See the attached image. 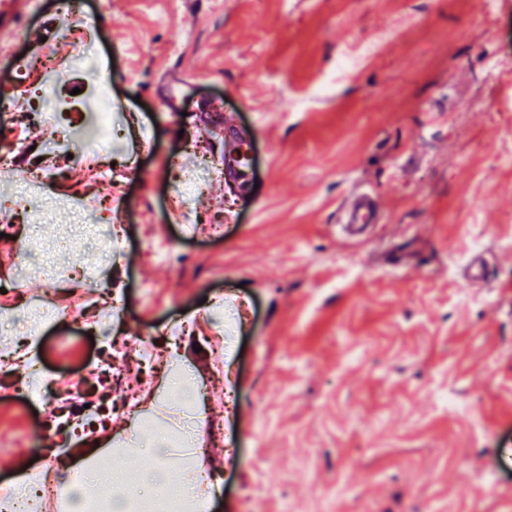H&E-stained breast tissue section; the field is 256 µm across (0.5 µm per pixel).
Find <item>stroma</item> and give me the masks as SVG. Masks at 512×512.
<instances>
[{"mask_svg":"<svg viewBox=\"0 0 512 512\" xmlns=\"http://www.w3.org/2000/svg\"><path fill=\"white\" fill-rule=\"evenodd\" d=\"M104 14L86 73L62 0H32L0 27V145L24 144L11 174L43 157L89 180L31 118L29 92L110 86L132 156L112 203L120 251L82 241L90 288L119 294L107 337L56 314L34 349L56 398L21 397L0 373V483L43 451L72 452L56 402L110 353L120 389L167 396L170 349L206 389L196 449L220 472L209 512H512V0H87ZM374 56L331 91L338 54ZM55 48L57 73L32 68ZM500 83L486 84L489 57ZM256 187L194 189L186 145L223 162L225 121ZM383 220L350 245L337 222L355 191ZM50 248L71 232L24 224ZM487 262L482 286L465 270ZM448 393L467 414L438 402Z\"/></svg>","mask_w":512,"mask_h":512,"instance_id":"obj_1","label":"stroma"}]
</instances>
